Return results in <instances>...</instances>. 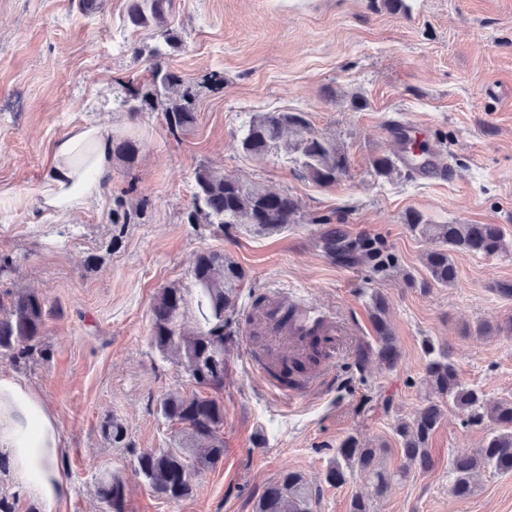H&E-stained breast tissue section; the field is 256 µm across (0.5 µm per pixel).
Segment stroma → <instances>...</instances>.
Returning a JSON list of instances; mask_svg holds the SVG:
<instances>
[{
	"label": "stroma",
	"instance_id": "35a3bbf8",
	"mask_svg": "<svg viewBox=\"0 0 512 512\" xmlns=\"http://www.w3.org/2000/svg\"><path fill=\"white\" fill-rule=\"evenodd\" d=\"M404 4L395 13L385 0H175L169 23L181 44L167 59L198 96L194 123L173 135L161 109L133 117L121 105L148 82V53L161 43L156 29L127 25L126 0H97L88 13L70 0H0V259L16 267L0 279V299L28 288L52 306L40 347L24 360L0 355V374L22 378L56 414L71 486L49 509L0 473L12 512H104V475L123 480V512H253L286 469L316 490L315 512H349L370 487L358 473L340 486L325 482L334 450L350 435L393 443L397 419L420 405L428 337L449 347L465 384L491 401L512 398V296L499 292L512 285V0ZM213 72L223 88L206 84ZM260 112L304 113L344 149L348 176L319 186L285 152H240L236 138ZM409 120L452 178L423 179L402 165L372 176L376 157L400 152L388 126ZM78 123L131 139L139 153L130 164L113 161L84 208L45 211L49 147ZM202 164L290 194L299 223L268 234L187 223ZM131 208L137 217L124 221ZM413 210L433 224L500 225L509 249L454 252L457 286L429 283L423 258L434 243L409 229ZM331 230L380 242L395 269L375 276L337 263L323 248ZM208 249L224 250L249 275L219 394L224 458L192 474L193 495L171 503L135 465L140 453L172 444L163 398L194 387L153 346L151 306L162 288L189 286L196 255ZM291 288L329 305L338 338L328 378L296 406L273 396L250 365L270 345L256 298L282 299ZM373 288L387 298L401 358L362 377L350 364L372 334ZM376 393L391 398L390 409ZM108 416L125 426V446L103 435ZM487 433L448 408L432 439L433 468L394 484L371 512H512V474L483 469L473 496L451 492L452 457Z\"/></svg>",
	"mask_w": 512,
	"mask_h": 512
}]
</instances>
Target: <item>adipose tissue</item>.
Listing matches in <instances>:
<instances>
[{"label": "adipose tissue", "instance_id": "adipose-tissue-1", "mask_svg": "<svg viewBox=\"0 0 512 512\" xmlns=\"http://www.w3.org/2000/svg\"><path fill=\"white\" fill-rule=\"evenodd\" d=\"M112 168L110 140L93 124H78L51 147L41 190L43 206L56 212L84 207L98 196ZM64 443L56 415L34 390L0 377V461L15 491L52 506L70 491L60 467Z\"/></svg>", "mask_w": 512, "mask_h": 512}]
</instances>
